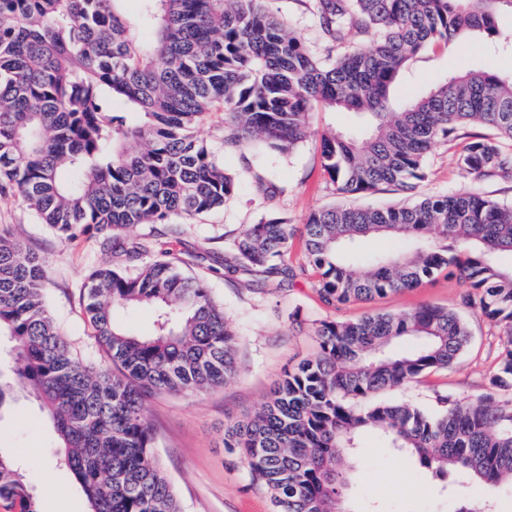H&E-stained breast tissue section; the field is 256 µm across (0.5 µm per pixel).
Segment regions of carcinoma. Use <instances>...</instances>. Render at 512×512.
<instances>
[{
    "instance_id": "cac0c4a2",
    "label": "carcinoma",
    "mask_w": 512,
    "mask_h": 512,
    "mask_svg": "<svg viewBox=\"0 0 512 512\" xmlns=\"http://www.w3.org/2000/svg\"><path fill=\"white\" fill-rule=\"evenodd\" d=\"M0 0V190L14 189L42 220L74 236L112 231L116 262L83 284L85 313L111 362L96 367L63 338L44 296L47 261L0 225V410L32 388L50 415L61 461L90 512H181L154 451L145 399L217 388L238 375L240 339L206 284L139 224L191 219L239 191L215 152L194 134L224 112V143L261 140L292 153L312 134V111L347 112L358 129L320 133L322 167L335 194L384 186L413 190L433 148L479 124L493 136L456 158L464 192L423 195L384 208L329 206L302 224L303 263H289L297 226L274 216L224 240V269L278 286L314 277L327 306L372 301L457 274L461 304L493 323L502 351L490 389L436 396V406L376 400L379 392L457 363L470 333L454 311L424 306L357 320L321 321L317 351L286 371L252 417L224 424L270 493L274 512H344L360 436L373 431L446 485L456 478L512 489V205L479 183L512 179V77L473 70L448 77L392 109L390 91L431 47L476 33L493 41L512 0H311L327 54L316 56L262 0ZM149 29L153 39L141 41ZM140 116L127 122L116 100ZM395 237L404 251L360 262L355 243ZM133 307L155 313L136 334L115 321ZM0 500L39 512L30 484L0 452ZM454 512H499L476 500Z\"/></svg>"
}]
</instances>
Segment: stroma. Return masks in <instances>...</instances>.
<instances>
[{
	"label": "stroma",
	"mask_w": 512,
	"mask_h": 512,
	"mask_svg": "<svg viewBox=\"0 0 512 512\" xmlns=\"http://www.w3.org/2000/svg\"><path fill=\"white\" fill-rule=\"evenodd\" d=\"M274 12L287 19L316 55H324L317 19L310 0H269ZM502 36L496 42L469 37L445 48L430 49L410 62L394 85V103L423 95L448 76L468 70L492 69L512 74V17L500 21ZM314 129L292 154L257 160L254 151L224 144L221 114L215 113L195 133L218 153L225 169L241 188L223 209L192 219L183 234L172 237L166 225L142 224L136 236H153L161 247L172 248L185 262V270L203 279L223 301L232 327L243 345L238 376L220 388L195 395L160 394L147 401L145 416L155 436V452L170 477L181 512H273L267 490L253 481L238 452L224 446V423L255 412L265 401L273 382L299 362L311 357L317 344L312 328L319 320H351L373 311L398 312L436 305L461 310L471 341L459 362L420 381L387 390L386 398L429 406L436 394L471 397L484 392L496 369L500 352L497 332L484 318L460 307L469 286L456 276L440 274L418 288L372 303L354 302L326 307L310 278L296 279L290 287L256 293L224 271V240L248 225L272 216L299 224L312 209L337 203L327 188L320 165L318 131L345 129L339 112H315ZM480 126L458 130L454 139L437 145L428 157L427 177L415 191L387 188L357 197L362 206H385L424 194L441 195L469 187L456 165V156ZM277 188L263 198L248 188L255 176ZM12 225L26 246L44 257L49 266L45 286L49 307L61 334L86 360L104 367L93 327L83 306V283L96 267L112 260L111 233L92 232L67 239L46 225L14 193L0 194V225ZM0 450L15 457L32 475V492L40 512H88L79 486L57 463V435L35 395H21L0 412ZM359 468L345 492L354 509L370 512H451L452 497L497 500L501 512H512V501L501 498L498 488L468 484L445 493L413 462L386 447L374 433L360 440Z\"/></svg>",
	"instance_id": "stroma-1"
}]
</instances>
